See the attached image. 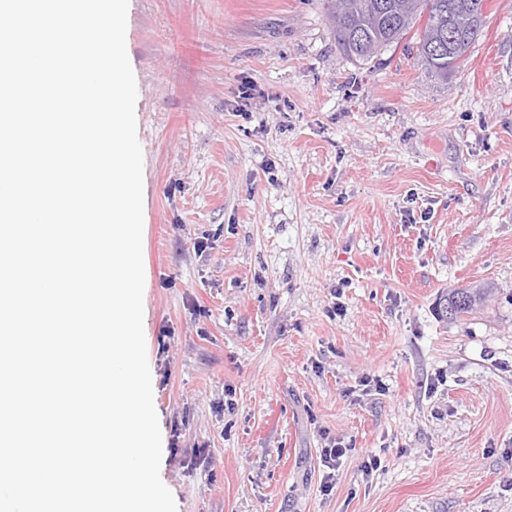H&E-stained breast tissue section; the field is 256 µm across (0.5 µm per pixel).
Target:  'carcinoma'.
<instances>
[{"mask_svg": "<svg viewBox=\"0 0 512 512\" xmlns=\"http://www.w3.org/2000/svg\"><path fill=\"white\" fill-rule=\"evenodd\" d=\"M331 13L340 50L353 62L367 66L381 50L409 36L417 51L438 76L459 67L483 33L486 0H339ZM453 305L439 302L440 313L458 319L485 301L482 288H463Z\"/></svg>", "mask_w": 512, "mask_h": 512, "instance_id": "obj_1", "label": "carcinoma"}]
</instances>
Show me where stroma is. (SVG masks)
<instances>
[{
    "mask_svg": "<svg viewBox=\"0 0 512 512\" xmlns=\"http://www.w3.org/2000/svg\"><path fill=\"white\" fill-rule=\"evenodd\" d=\"M330 7L129 0L160 477L177 512H512V0L445 78L357 65ZM458 289L454 288L453 290ZM486 288H462L460 292L463 296H459L458 300L448 309V295L453 291L451 290L448 295L439 302V310L442 316L448 319H458L465 315L472 313L476 306L482 304L485 301ZM465 294V295H464Z\"/></svg>",
    "mask_w": 512,
    "mask_h": 512,
    "instance_id": "35a3bbf8",
    "label": "stroma"
}]
</instances>
